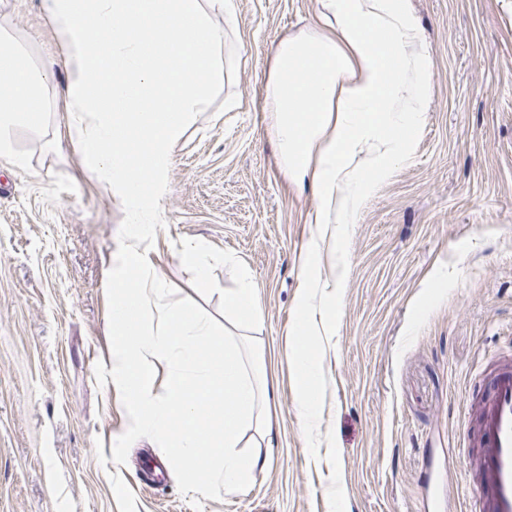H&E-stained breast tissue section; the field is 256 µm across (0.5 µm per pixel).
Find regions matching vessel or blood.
I'll return each instance as SVG.
<instances>
[{"instance_id": "b4317fda", "label": "vessel or blood", "mask_w": 512, "mask_h": 512, "mask_svg": "<svg viewBox=\"0 0 512 512\" xmlns=\"http://www.w3.org/2000/svg\"><path fill=\"white\" fill-rule=\"evenodd\" d=\"M479 390L471 512H512V353L478 370Z\"/></svg>"}]
</instances>
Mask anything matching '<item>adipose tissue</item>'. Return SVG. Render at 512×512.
Returning <instances> with one entry per match:
<instances>
[{
  "label": "adipose tissue",
  "mask_w": 512,
  "mask_h": 512,
  "mask_svg": "<svg viewBox=\"0 0 512 512\" xmlns=\"http://www.w3.org/2000/svg\"><path fill=\"white\" fill-rule=\"evenodd\" d=\"M67 47L73 73L66 88L73 142L93 171L120 190L129 206L122 271L112 280L117 338L112 374L131 389L136 426L167 443L189 474L203 473L213 491L245 489L261 456L244 458V436L270 448L279 431L278 388L260 340L259 286L250 267L234 263L236 286L224 294V332L193 296L166 303L139 242L174 148L197 112L230 79L223 58L230 0H45ZM324 28L282 39L265 86L270 132L289 180L310 188L318 236L299 259L303 287L287 330V365L305 435L319 429L326 378L318 337L336 313L314 305L324 282L329 225L353 223L378 183L407 158L421 119L432 63L416 49L420 30L407 0H322ZM0 53V155L17 172L27 160L13 149L18 123L46 111L42 84L24 53ZM165 369L166 396L153 391ZM214 410L210 426L201 406Z\"/></svg>",
  "instance_id": "adipose-tissue-1"
}]
</instances>
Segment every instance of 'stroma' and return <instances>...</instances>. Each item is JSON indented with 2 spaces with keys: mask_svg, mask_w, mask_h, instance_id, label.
<instances>
[{
  "mask_svg": "<svg viewBox=\"0 0 512 512\" xmlns=\"http://www.w3.org/2000/svg\"><path fill=\"white\" fill-rule=\"evenodd\" d=\"M409 4L430 89L412 155L325 251V279L340 256L347 275L340 297L312 298L336 307L321 339L333 439L317 457L284 359L313 200L283 174L263 96L274 47L316 30L321 0H232L230 81L176 145L142 241L171 303L194 284L182 248L207 252L217 289L195 298L216 326L235 285L225 257L260 285L281 434L242 494L202 491L132 423L108 282L127 203L71 142V66L43 0H0L11 45L50 75L42 124L13 133L27 171L0 157V512H467L472 375L512 339V0Z\"/></svg>",
  "mask_w": 512,
  "mask_h": 512,
  "instance_id": "35a3bbf8",
  "label": "stroma"
}]
</instances>
